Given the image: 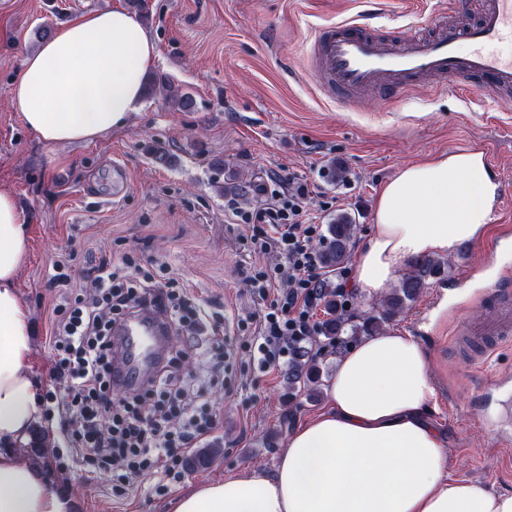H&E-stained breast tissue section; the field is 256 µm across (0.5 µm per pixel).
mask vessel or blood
<instances>
[{"label": "vessel or blood", "mask_w": 512, "mask_h": 512, "mask_svg": "<svg viewBox=\"0 0 512 512\" xmlns=\"http://www.w3.org/2000/svg\"><path fill=\"white\" fill-rule=\"evenodd\" d=\"M448 12L470 16V23L447 28L443 16L430 19V31L411 36L394 29L352 20L317 29L310 44V80L323 93L351 107L369 91L398 98L415 89H455L469 94L480 87L512 105V0H448ZM482 307L480 319L464 323L456 340L483 348L472 366L484 371L488 387L508 380L488 371L497 349L512 342V281L499 280L486 294L473 297ZM122 338V356L114 377L126 386L146 380L162 358L161 341L169 323L155 310L141 309L115 328Z\"/></svg>", "instance_id": "obj_1"}]
</instances>
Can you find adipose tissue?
Masks as SVG:
<instances>
[{
  "label": "adipose tissue",
  "instance_id": "obj_1",
  "mask_svg": "<svg viewBox=\"0 0 512 512\" xmlns=\"http://www.w3.org/2000/svg\"><path fill=\"white\" fill-rule=\"evenodd\" d=\"M156 46L130 13L91 10L26 54L11 90L23 125L49 148L99 140L137 112ZM482 151L404 165L379 191L353 283L381 296L421 257H450L485 231L498 195ZM30 249L18 203L0 190V512H74L18 449L42 407L30 371L32 313L17 282ZM328 407L291 432L273 474L253 467L183 493L175 512H512V494L447 473L446 440L424 412L428 352L386 331L347 350Z\"/></svg>",
  "mask_w": 512,
  "mask_h": 512
}]
</instances>
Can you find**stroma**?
Returning a JSON list of instances; mask_svg holds the SVG:
<instances>
[{
  "label": "stroma",
  "instance_id": "obj_1",
  "mask_svg": "<svg viewBox=\"0 0 512 512\" xmlns=\"http://www.w3.org/2000/svg\"><path fill=\"white\" fill-rule=\"evenodd\" d=\"M143 25L157 58L148 78L179 85L193 105L180 111L163 92L144 97L140 111L104 138L64 149L49 147L22 124L9 102L26 52L60 25L92 9L135 13L133 0H0V189L11 192L28 227L30 250L18 288L32 312L36 353L31 371L39 391L53 389V336L57 311L85 286L89 264L124 252L138 266L173 281L197 303L221 313L229 367L224 385L207 397L218 420L204 440L218 454L207 468L183 469L168 493H154L144 475L125 493L112 490V474L87 479L80 469L59 472L48 463L54 486L73 495L74 512H173L191 487L257 466L273 473L289 432L324 407L323 397L289 391L287 364L266 374L248 373L238 325L258 313L245 276L267 263L247 240L248 224L224 214L228 201L255 203L261 184L297 174L311 190V216L329 224L350 214L359 249L374 228L381 186L406 164L473 146L490 155L499 185L492 217L512 222V111L487 91L475 100L447 91L385 100L367 96L351 110L323 95L308 77L309 42L316 28L359 15L374 17L402 34L423 24L448 0H147ZM130 174L121 199L112 197V165ZM342 166L346 181L335 180ZM70 275L65 287L49 280L56 264ZM472 276L449 289L448 314L433 329L421 315L449 278ZM512 274V238L493 245L491 234L449 257L444 276L429 279L417 301L390 329L418 338L429 354L434 397L426 415L448 437L450 479L474 481L512 493V470L487 458L479 418L512 436V408L503 394L485 388L454 344L461 318L480 310L462 296L483 293L503 273Z\"/></svg>",
  "mask_w": 512,
  "mask_h": 512
}]
</instances>
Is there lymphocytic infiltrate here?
I'll list each match as a JSON object with an SVG mask.
<instances>
[{"label": "lymphocytic infiltrate", "instance_id": "f902f5d3", "mask_svg": "<svg viewBox=\"0 0 512 512\" xmlns=\"http://www.w3.org/2000/svg\"><path fill=\"white\" fill-rule=\"evenodd\" d=\"M260 193L254 205L233 203L229 209L237 223L252 225L254 250L278 255L277 262L246 279L252 293L267 302L245 343L251 371L264 374L316 331L313 311L323 274L313 243L322 227L308 214L306 183L278 180L262 186ZM131 265L126 255L121 265L92 268L89 291L58 312L51 376L62 385L67 402L58 427L62 447L57 458L66 468L90 474L111 470L117 492L144 474L155 476V488L161 491L180 479L185 456L214 430V415L207 402L184 400L174 358L129 396L113 399L112 328L146 304L169 316L179 331L207 324L206 312L177 303L173 290L148 282L131 284L124 273ZM278 282L284 289L270 298Z\"/></svg>", "mask_w": 512, "mask_h": 512}]
</instances>
